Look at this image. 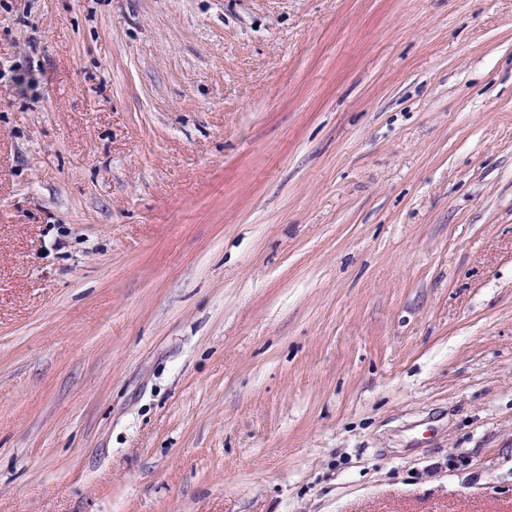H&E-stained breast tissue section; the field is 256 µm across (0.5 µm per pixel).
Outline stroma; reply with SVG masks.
I'll use <instances>...</instances> for the list:
<instances>
[{
  "label": "stroma",
  "instance_id": "stroma-1",
  "mask_svg": "<svg viewBox=\"0 0 512 512\" xmlns=\"http://www.w3.org/2000/svg\"><path fill=\"white\" fill-rule=\"evenodd\" d=\"M0 512H512V0H0Z\"/></svg>",
  "mask_w": 512,
  "mask_h": 512
}]
</instances>
